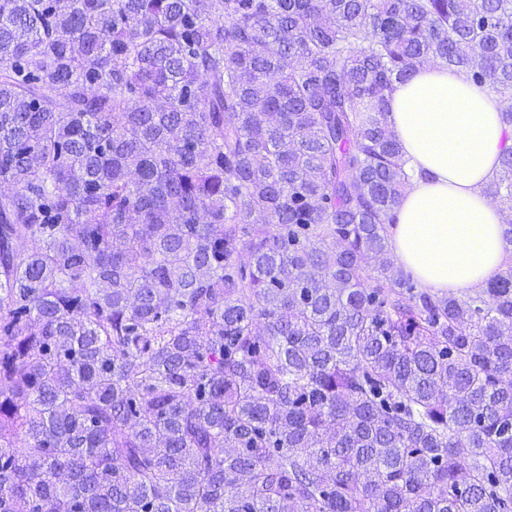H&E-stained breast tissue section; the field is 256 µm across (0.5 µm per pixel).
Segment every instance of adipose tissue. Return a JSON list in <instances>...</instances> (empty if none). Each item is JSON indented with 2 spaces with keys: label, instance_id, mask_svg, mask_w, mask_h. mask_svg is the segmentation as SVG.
<instances>
[{
  "label": "adipose tissue",
  "instance_id": "ef3b65f1",
  "mask_svg": "<svg viewBox=\"0 0 512 512\" xmlns=\"http://www.w3.org/2000/svg\"><path fill=\"white\" fill-rule=\"evenodd\" d=\"M492 93L445 68L423 67L397 85L388 123L411 183L394 214L392 248L423 286L481 288L498 275L512 243L482 193L512 147Z\"/></svg>",
  "mask_w": 512,
  "mask_h": 512
}]
</instances>
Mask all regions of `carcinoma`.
Returning <instances> with one entry per match:
<instances>
[{
    "instance_id": "obj_1",
    "label": "carcinoma",
    "mask_w": 512,
    "mask_h": 512,
    "mask_svg": "<svg viewBox=\"0 0 512 512\" xmlns=\"http://www.w3.org/2000/svg\"><path fill=\"white\" fill-rule=\"evenodd\" d=\"M430 62L512 125V0H0V512H512V277L385 261Z\"/></svg>"
}]
</instances>
